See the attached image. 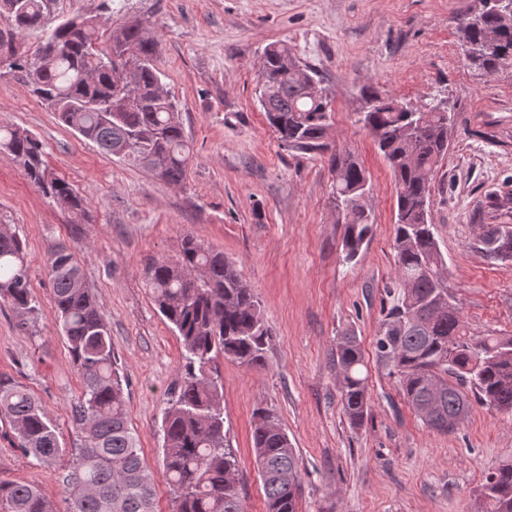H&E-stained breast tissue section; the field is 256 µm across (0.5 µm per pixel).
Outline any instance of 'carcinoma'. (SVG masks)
<instances>
[{
    "label": "carcinoma",
    "mask_w": 512,
    "mask_h": 512,
    "mask_svg": "<svg viewBox=\"0 0 512 512\" xmlns=\"http://www.w3.org/2000/svg\"><path fill=\"white\" fill-rule=\"evenodd\" d=\"M50 0H0L7 32L0 43L44 26ZM498 36L486 48L490 34ZM463 54L493 75L512 67V22L479 4L459 23ZM157 44L141 24L118 27L105 41L91 17L66 19L46 32L36 54L11 51L0 67L21 69L32 94L60 122L104 152L159 171L174 185L185 183L194 152L175 99L164 89L156 64ZM316 68L296 59L285 44L262 55L260 104L280 146L321 155L331 122ZM367 108L357 113L392 171L397 214L392 241L396 300L375 336L378 365L429 428L425 408L433 403L445 419L479 402L512 414V334L471 336L455 296L430 222L431 183L448 154V110L409 105L372 86L362 88ZM0 151L18 162L27 178L61 209L81 217L87 199L52 173L43 144L25 130L0 124ZM333 203L345 216L344 260L354 261L372 233L370 181L350 151L328 157ZM494 261H512V226L491 224L477 238ZM55 325L66 340L82 391L72 406L79 447L59 444L56 427L34 396L0 381V418L16 431L24 454L41 462L65 455L73 465L62 477L65 512H157L155 484L128 425L126 396L103 312L75 252L56 245L47 260ZM146 284L163 317L181 339L183 378L162 421L164 477L173 512H245L239 463L224 432L223 387L212 364L220 357L247 368L265 366L270 332L260 302L224 252L183 237L179 254L147 269ZM0 300L22 316L37 311L24 246L10 225L0 224ZM360 342L347 330L336 345L343 413L360 429L368 416V374ZM252 442L265 512H298L299 459L274 413L258 408ZM480 496L487 512H512V459L485 476ZM0 512H57L37 487L0 483Z\"/></svg>",
    "instance_id": "carcinoma-1"
}]
</instances>
